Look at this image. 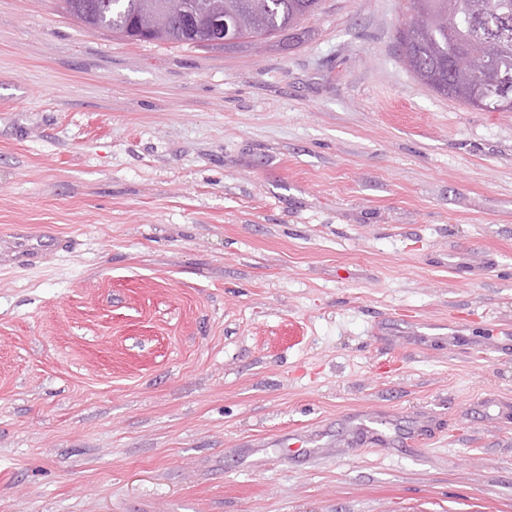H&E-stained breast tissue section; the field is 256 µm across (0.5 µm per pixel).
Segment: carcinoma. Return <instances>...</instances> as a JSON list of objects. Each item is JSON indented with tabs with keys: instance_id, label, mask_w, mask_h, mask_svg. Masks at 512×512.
<instances>
[{
	"instance_id": "obj_1",
	"label": "carcinoma",
	"mask_w": 512,
	"mask_h": 512,
	"mask_svg": "<svg viewBox=\"0 0 512 512\" xmlns=\"http://www.w3.org/2000/svg\"><path fill=\"white\" fill-rule=\"evenodd\" d=\"M63 9L95 29H108L129 40H142L141 16L164 0H60ZM185 9L220 18L246 15L251 25L235 43L252 36L280 38L298 30L301 22L314 15L319 0H182ZM451 13L442 21L424 22L396 34L397 51L413 76L433 92L455 99L473 109L483 103L484 112L498 111L501 98L512 96V0H453ZM480 31L484 63L470 73L451 68L454 57L466 47L472 32ZM156 41L202 47L190 28L173 22L152 36Z\"/></svg>"
}]
</instances>
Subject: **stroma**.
<instances>
[{"instance_id": "1", "label": "stroma", "mask_w": 512, "mask_h": 512, "mask_svg": "<svg viewBox=\"0 0 512 512\" xmlns=\"http://www.w3.org/2000/svg\"><path fill=\"white\" fill-rule=\"evenodd\" d=\"M411 9L0 0V512H512V112L412 77ZM168 0H60L62 8L82 23L95 29H108L134 41H165L173 44L202 47L201 41L189 33L191 28L173 22L167 29L151 37H140L141 16ZM185 9L198 16V26L202 25V10L207 14L217 15L205 25L206 40L209 44H222L227 41L230 28L239 30L237 21L229 22L222 18H234L247 15L251 25L246 34L236 37L229 45L252 43V36L266 35L270 39L281 38L285 33H294L301 22L314 15L319 0H180ZM202 16V17H201ZM202 20V21H201ZM247 40V41H245ZM241 41V42H240ZM226 44L224 43V46Z\"/></svg>"}]
</instances>
